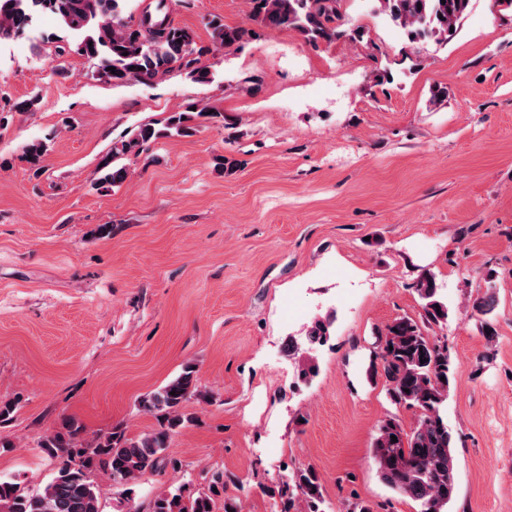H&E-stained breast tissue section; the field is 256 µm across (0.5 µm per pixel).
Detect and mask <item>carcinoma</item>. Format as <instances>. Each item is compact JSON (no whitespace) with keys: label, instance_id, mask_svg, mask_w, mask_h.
I'll return each instance as SVG.
<instances>
[{"label":"carcinoma","instance_id":"obj_1","mask_svg":"<svg viewBox=\"0 0 512 512\" xmlns=\"http://www.w3.org/2000/svg\"><path fill=\"white\" fill-rule=\"evenodd\" d=\"M122 0H0V40H9L27 29L40 15L53 16L63 32L57 37L54 54L77 55L89 63L91 77L106 84L137 82L152 84L174 70H186L204 80L207 72L201 59L220 48L246 40L249 30L215 22L211 40L204 44L187 27L168 19L165 0H158L155 12L139 16L124 14ZM340 0H249L254 22L272 28H290L309 43L332 42L345 36L356 39L361 30L341 22ZM378 10L414 40L429 36L439 42L452 37L468 11L470 0H377ZM192 111L174 112L163 126L153 122L138 125L112 146L101 161L94 186L109 190L127 177L128 168L117 166L122 158L139 157L144 144L173 135L187 136L195 125ZM440 285L430 272L421 275L416 291L423 301L424 319L440 325L448 320V307L439 297ZM497 306L493 285L472 300L481 316L491 315ZM332 321L317 319L307 331L311 350L326 342ZM377 359L391 404L415 411V421L405 429L399 418L381 421L373 441L372 458L381 480L393 491L418 503L419 512H448L456 495L455 440L448 429L443 407L448 399L452 374L447 350L425 334L413 318L400 317L385 326ZM192 397L206 398L198 389L196 370L184 367L181 374L147 394L140 406L160 417L159 427L129 438L122 431L80 439L81 425L65 418L60 426L41 439V447L63 457L57 475L41 493L26 496L18 483L0 479V512H99L97 495L87 473L102 467L113 479L133 486L140 475L178 466L166 450L174 433L194 422L184 412ZM397 441H391V436ZM232 479L222 472L212 474L206 490L193 491L185 485L156 495L148 512H214L215 497L224 495L223 512H242L240 500L226 494ZM298 495L281 489V512H325L322 485L312 467L294 475Z\"/></svg>","mask_w":512,"mask_h":512}]
</instances>
